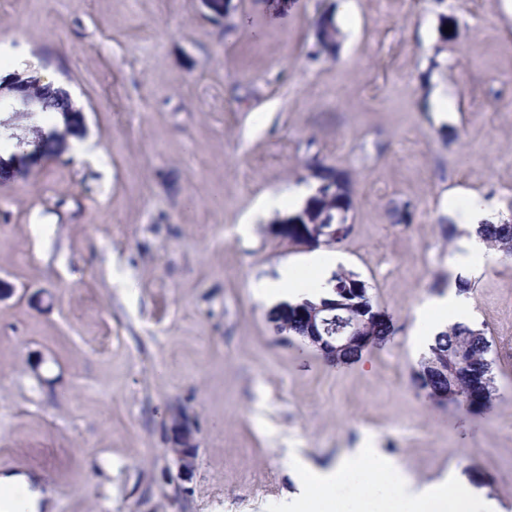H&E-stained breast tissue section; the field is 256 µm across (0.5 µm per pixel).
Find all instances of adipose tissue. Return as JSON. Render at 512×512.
I'll use <instances>...</instances> for the list:
<instances>
[{
    "label": "adipose tissue",
    "instance_id": "ef3b65f1",
    "mask_svg": "<svg viewBox=\"0 0 512 512\" xmlns=\"http://www.w3.org/2000/svg\"><path fill=\"white\" fill-rule=\"evenodd\" d=\"M359 480L358 491L349 512H366L367 504L377 500L402 505V512H477L471 489L462 484L437 485L424 495L408 493L409 476L395 466L374 458L370 449L360 448L346 456L335 470L313 479L305 491L301 512H332V506L347 477ZM23 498L25 512H40L43 496L21 475L0 474V512H14L16 498Z\"/></svg>",
    "mask_w": 512,
    "mask_h": 512
}]
</instances>
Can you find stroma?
Returning a JSON list of instances; mask_svg holds the SVG:
<instances>
[{"label": "stroma", "instance_id": "obj_1", "mask_svg": "<svg viewBox=\"0 0 512 512\" xmlns=\"http://www.w3.org/2000/svg\"><path fill=\"white\" fill-rule=\"evenodd\" d=\"M327 11L336 51L314 59ZM14 72L81 114L0 149V472L39 475L50 512H289L307 471L369 448L413 492L454 477L512 512V259L448 238L474 202L512 217V0H0ZM323 168L354 184L330 273L395 328L338 367L257 295L286 262L326 284L277 235L288 209H259ZM451 294L492 344L485 415L412 384L417 313Z\"/></svg>", "mask_w": 512, "mask_h": 512}]
</instances>
